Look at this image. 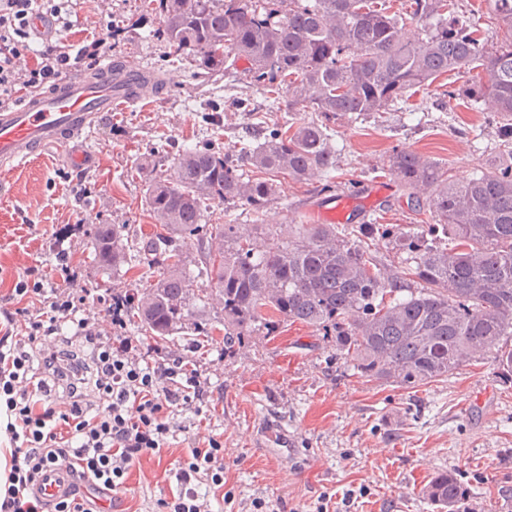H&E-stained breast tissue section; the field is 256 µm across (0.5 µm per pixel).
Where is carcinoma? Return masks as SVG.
Returning <instances> with one entry per match:
<instances>
[{"label": "carcinoma", "instance_id": "obj_1", "mask_svg": "<svg viewBox=\"0 0 512 512\" xmlns=\"http://www.w3.org/2000/svg\"><path fill=\"white\" fill-rule=\"evenodd\" d=\"M508 37L488 42L450 9L448 0H410L390 13L378 0H151L157 36L173 60H191L202 83L247 64L251 80L285 98L295 112L321 115L385 112L413 88L479 65L486 81L446 91L450 98L491 103L512 117V0H485ZM509 161L463 182L441 164L397 150L390 171L402 186L427 194L435 223L392 237L412 266L383 264L361 246L377 224L340 229L296 224L286 245L280 233L263 243L238 235L235 224L204 223L207 202L219 199L257 213L274 202L278 175L295 181L331 178L332 135L317 120L274 129L234 154L196 145L149 150L137 161L146 210L155 231L131 247L122 230L99 224L93 262L109 274L123 265L156 269L153 284L130 296L128 313L148 336L223 333L232 353L259 332L274 336L283 322L301 321L334 338L341 358L361 376L414 389L438 381L487 354L512 375V123L500 129ZM266 173L272 178H259ZM448 243L438 241V234ZM197 277L223 300L219 324L199 315L206 295L191 288L187 243ZM423 496L438 512H459L465 488L453 472L435 474Z\"/></svg>", "mask_w": 512, "mask_h": 512}]
</instances>
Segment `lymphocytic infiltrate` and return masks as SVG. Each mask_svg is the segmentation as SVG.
<instances>
[{"mask_svg": "<svg viewBox=\"0 0 512 512\" xmlns=\"http://www.w3.org/2000/svg\"><path fill=\"white\" fill-rule=\"evenodd\" d=\"M37 16L52 18L65 33L69 0H0V105L21 103L80 67L94 68L112 46L107 31L74 53L62 43L34 48ZM23 56L30 63L21 72L16 61ZM14 293L18 305L9 321L23 333L0 337V407L13 447L0 512H93L94 494L122 485L142 454L169 447L176 436L172 414L202 400L207 380L169 352L147 357L143 341L125 333L124 301L105 298L114 330L105 337L80 314L85 296L51 294L40 281ZM35 302L48 306V314L33 313ZM68 322L76 326L80 351L46 348L47 338ZM56 390L68 398L65 409L51 402ZM62 468L76 484L55 502L43 500L37 487ZM175 477L178 489L158 500V512H206L208 497L224 494L221 440L211 436L191 448Z\"/></svg>", "mask_w": 512, "mask_h": 512, "instance_id": "f902f5d3", "label": "lymphocytic infiltrate"}]
</instances>
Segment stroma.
I'll use <instances>...</instances> for the list:
<instances>
[{
  "label": "stroma",
  "instance_id": "35a3bbf8",
  "mask_svg": "<svg viewBox=\"0 0 512 512\" xmlns=\"http://www.w3.org/2000/svg\"><path fill=\"white\" fill-rule=\"evenodd\" d=\"M148 2L72 0L66 44L80 47L107 24L119 25L126 35L109 58L152 67L163 86L99 121L90 167L74 169L50 151L0 175V327L16 306L12 288L42 279L50 288L90 293L84 312L109 332L98 297L153 281L144 265L101 275L91 256L96 225L123 224L133 236L152 228L137 159L153 148L173 152L206 142L231 153L247 127L271 129L288 117L270 110L266 90L245 70L225 77L212 95L191 63H167ZM482 75L479 68L442 75L381 114L326 117L338 149L332 182L283 179L264 223H307L308 212L336 193L356 194L365 202L362 223L386 225L397 235L432 223V212L415 207L390 175L389 157L397 149L418 152L441 162L456 181L487 168L499 153L496 113L445 95ZM239 99L249 101V110L236 108ZM377 185L385 195L367 202L368 188ZM72 224L75 274L66 280L54 272V236ZM158 346L207 377L205 406L175 413L177 446L133 466L112 495V512H154L177 486L180 458L211 436L224 442V500L212 503V512H316L324 497L330 512H435L421 489L440 471L455 472L467 491L460 512H512V378L494 356L407 389L362 377L337 356L331 339L298 322L284 324L272 339L250 337L229 356L223 345L183 334Z\"/></svg>",
  "mask_w": 512,
  "mask_h": 512
}]
</instances>
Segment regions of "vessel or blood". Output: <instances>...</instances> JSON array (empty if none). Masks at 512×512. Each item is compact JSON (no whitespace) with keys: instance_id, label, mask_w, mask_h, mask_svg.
Here are the masks:
<instances>
[{"instance_id":"vessel-or-blood-1","label":"vessel or blood","mask_w":512,"mask_h":512,"mask_svg":"<svg viewBox=\"0 0 512 512\" xmlns=\"http://www.w3.org/2000/svg\"><path fill=\"white\" fill-rule=\"evenodd\" d=\"M153 90L146 70L136 64L106 62L94 72L75 73L55 89L31 94L18 105L0 106V172L14 168L44 150L62 153L66 163L87 166L89 131L119 105H134ZM353 201L336 195L321 209L331 224L351 223Z\"/></svg>"}]
</instances>
